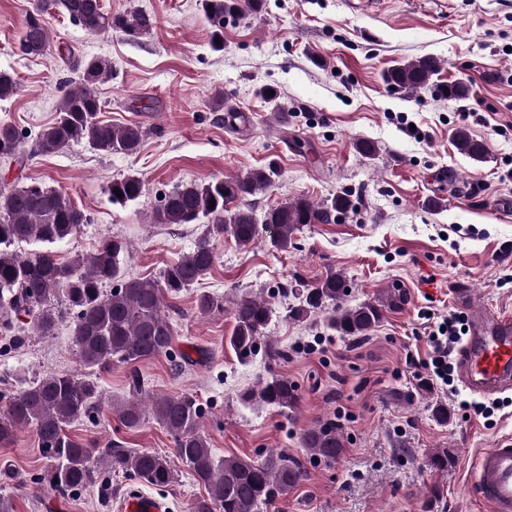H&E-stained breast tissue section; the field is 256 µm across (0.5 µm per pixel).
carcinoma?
Masks as SVG:
<instances>
[{"label":"carcinoma","mask_w":512,"mask_h":512,"mask_svg":"<svg viewBox=\"0 0 512 512\" xmlns=\"http://www.w3.org/2000/svg\"><path fill=\"white\" fill-rule=\"evenodd\" d=\"M262 0H200L212 27L211 38L224 40V18L256 12ZM64 14L93 35L112 31L134 33L152 26L145 14L112 13L102 0H32L27 12L19 50L28 56L47 51V18ZM440 64L431 56L399 64L385 73L393 87L418 91L432 85ZM75 69L82 79L61 86L52 123L44 127L35 149L56 154L74 144L85 143L103 155H133L145 136L137 124H112L100 119L103 102L95 86L112 75V64L102 57L78 60ZM18 91L16 78L0 71V101ZM461 153L474 160L485 155L484 145L463 130L455 134ZM23 134L0 122V158L25 160ZM274 176L271 167L250 168L232 177L208 182L180 184L161 197L150 214L153 224H200L203 230L194 247L167 265L159 278L131 276L125 268L129 244L120 237L103 240L95 252L64 263L54 248L75 235L89 218L59 190L32 183L0 192V334L8 336L22 322L41 336H50L57 324L71 318L73 341L83 365L94 371L114 363L135 365L170 353L175 334L172 320L163 310L165 295H177L198 284L215 260L213 240L228 237L240 248L255 244L262 230L270 232V244L286 251L295 234L309 224L327 223L354 208L347 195L323 203L303 196L286 199L256 216L253 209L237 206L267 189ZM122 197H117L116 192ZM144 182L136 176L116 178L106 193L114 205L124 206L145 194ZM39 245L27 256L16 252L20 244ZM110 285V293L104 287ZM345 277L336 272L312 288L298 293V304L288 307V318L304 320L323 314L326 327L341 337L367 336L404 301V294L391 288L385 296L347 306ZM223 306L222 297L197 295L198 313L205 315ZM234 327L227 344L242 365L259 353L269 360L286 356L278 342L264 335L274 309L264 297L247 292L233 302ZM130 397L112 405L127 429L139 428L150 403L155 421L171 436L174 454L189 475L205 486L210 498L197 505V512H261L263 506L297 486L305 476L301 461L270 451L262 459L236 455L219 457L201 430L203 408L188 395H157L145 392L140 376L132 374ZM247 403H262L282 411L298 402L296 385L283 376H272L243 394ZM102 401L100 387L91 379L68 372L48 375L21 386L0 413V447L11 443L21 428L35 429L46 464L40 480L59 494L81 491L99 483V467L113 474L135 476L155 487L175 481L168 458L162 454L127 448L114 440L106 448H89L69 434L72 424L90 419ZM303 445L314 455L334 459L344 448L343 439L331 426L307 430Z\"/></svg>","instance_id":"cac0c4a2"}]
</instances>
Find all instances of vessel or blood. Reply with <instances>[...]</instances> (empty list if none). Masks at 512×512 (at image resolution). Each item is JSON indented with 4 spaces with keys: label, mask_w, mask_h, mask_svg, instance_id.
Returning a JSON list of instances; mask_svg holds the SVG:
<instances>
[{
    "label": "vessel or blood",
    "mask_w": 512,
    "mask_h": 512,
    "mask_svg": "<svg viewBox=\"0 0 512 512\" xmlns=\"http://www.w3.org/2000/svg\"><path fill=\"white\" fill-rule=\"evenodd\" d=\"M469 336L461 354L465 386L492 395L512 386V317L466 309ZM474 490L494 512H512V440L485 449L477 463ZM123 512H168L167 503L150 495L128 497Z\"/></svg>",
    "instance_id": "vessel-or-blood-1"
}]
</instances>
